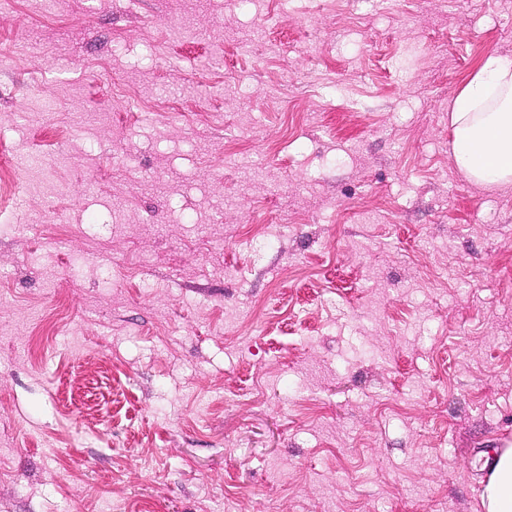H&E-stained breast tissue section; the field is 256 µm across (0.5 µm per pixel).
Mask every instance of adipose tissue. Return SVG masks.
Listing matches in <instances>:
<instances>
[{
    "instance_id": "ef3b65f1",
    "label": "adipose tissue",
    "mask_w": 512,
    "mask_h": 512,
    "mask_svg": "<svg viewBox=\"0 0 512 512\" xmlns=\"http://www.w3.org/2000/svg\"><path fill=\"white\" fill-rule=\"evenodd\" d=\"M452 154L482 186L512 183V61L488 55L451 100ZM484 512H512V448L499 451L481 495Z\"/></svg>"
}]
</instances>
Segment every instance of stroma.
Instances as JSON below:
<instances>
[{
    "instance_id": "1",
    "label": "stroma",
    "mask_w": 512,
    "mask_h": 512,
    "mask_svg": "<svg viewBox=\"0 0 512 512\" xmlns=\"http://www.w3.org/2000/svg\"><path fill=\"white\" fill-rule=\"evenodd\" d=\"M35 2L0 0V512H483L512 183L448 101L512 0Z\"/></svg>"
}]
</instances>
